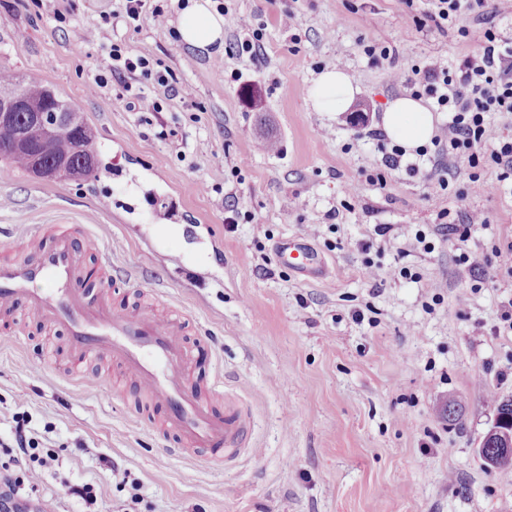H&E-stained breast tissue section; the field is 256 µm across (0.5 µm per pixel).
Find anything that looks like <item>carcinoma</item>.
Returning <instances> with one entry per match:
<instances>
[{
	"label": "carcinoma",
	"mask_w": 512,
	"mask_h": 512,
	"mask_svg": "<svg viewBox=\"0 0 512 512\" xmlns=\"http://www.w3.org/2000/svg\"><path fill=\"white\" fill-rule=\"evenodd\" d=\"M23 91L34 104L52 100L56 105L70 107L53 86L40 75L21 73L0 63V96L15 90ZM20 121L0 124V162L47 182L85 181L100 174L95 130L83 118L73 130H60L41 142L18 136Z\"/></svg>",
	"instance_id": "1"
}]
</instances>
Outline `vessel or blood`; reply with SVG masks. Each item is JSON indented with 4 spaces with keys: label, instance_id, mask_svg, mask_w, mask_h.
I'll return each mask as SVG.
<instances>
[{
    "label": "vessel or blood",
    "instance_id": "b4317fda",
    "mask_svg": "<svg viewBox=\"0 0 512 512\" xmlns=\"http://www.w3.org/2000/svg\"><path fill=\"white\" fill-rule=\"evenodd\" d=\"M25 240L33 260L0 262V313L24 303L50 326L64 328L75 369L92 358L111 360L164 413L167 430L183 446L223 444L225 458L239 456L250 421L242 412L215 417L190 384L179 323L150 310L113 308L106 288L86 285L83 246L74 233L37 229ZM282 265L324 280L330 275L317 253L294 239L277 246Z\"/></svg>",
    "mask_w": 512,
    "mask_h": 512
}]
</instances>
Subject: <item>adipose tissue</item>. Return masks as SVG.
Listing matches in <instances>:
<instances>
[{
	"mask_svg": "<svg viewBox=\"0 0 512 512\" xmlns=\"http://www.w3.org/2000/svg\"><path fill=\"white\" fill-rule=\"evenodd\" d=\"M177 33L191 50L213 55L224 48V17L205 0H183ZM354 95L350 75L339 67L322 71L309 88V101L317 112H342ZM382 129L394 142L412 151L427 144L434 135L432 112L420 101L399 97L390 101L382 116Z\"/></svg>",
	"mask_w": 512,
	"mask_h": 512,
	"instance_id": "1",
	"label": "adipose tissue"
}]
</instances>
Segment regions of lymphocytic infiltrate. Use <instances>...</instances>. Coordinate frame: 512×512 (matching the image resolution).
<instances>
[{
    "label": "lymphocytic infiltrate",
    "mask_w": 512,
    "mask_h": 512,
    "mask_svg": "<svg viewBox=\"0 0 512 512\" xmlns=\"http://www.w3.org/2000/svg\"><path fill=\"white\" fill-rule=\"evenodd\" d=\"M464 12L474 18L473 25L462 30L463 38L474 46V53L452 67L433 61L408 72L395 69L390 78L409 89L413 96L425 94L435 98L439 109L447 112L443 139L448 144L449 156L466 161L473 169L493 163L499 170V181L512 180V139L505 138L486 118L490 112L512 113V47L499 43L493 27L497 8L489 6L488 0H431L426 17L440 29ZM109 59L106 68L95 75L92 86L104 88L112 77L123 78V89L134 111H160L162 92L176 89L170 73L154 70L150 58L131 53L124 45L112 44ZM143 77L152 79L154 93H146L140 87ZM176 90L183 101L191 100V85L184 84ZM38 447L27 420L18 419L12 440L4 450L19 473L0 481V512H14L20 501L29 499L40 477L34 467L39 459Z\"/></svg>",
    "instance_id": "f902f5d3"
}]
</instances>
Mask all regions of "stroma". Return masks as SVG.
Listing matches in <instances>:
<instances>
[{
	"label": "stroma",
	"mask_w": 512,
	"mask_h": 512,
	"mask_svg": "<svg viewBox=\"0 0 512 512\" xmlns=\"http://www.w3.org/2000/svg\"><path fill=\"white\" fill-rule=\"evenodd\" d=\"M211 2L231 15L226 52L188 69L175 0L163 21L116 19L92 43L87 21L118 0H74L62 24L31 0H0V60L40 74L82 112L106 166L94 181L53 183L0 163V255L31 226H84L85 264L113 307L142 301L183 318L193 388L216 415L248 409L250 451L226 464L211 448L174 452L158 406L141 404L110 362L71 377L66 335L46 333L24 307L0 337V439L28 417L40 452L54 456L36 493L52 512H512V480L477 450L495 415L487 392L512 395V332L497 315L512 299V255L494 253L512 241V187L491 165L471 181L434 146L418 170L386 169L361 135L407 93L391 67L472 52L457 33L471 16L439 31L407 18L426 0ZM286 11L302 26L283 27ZM255 33L258 56L229 54ZM113 43L191 84L192 104L174 97L135 112L119 79L90 90ZM368 45L393 60L372 59ZM332 66L356 89L337 115L308 101ZM261 137L276 140L274 153L256 150ZM435 171L447 190L431 189ZM471 210L489 224L464 241L443 232ZM419 231L431 249L416 245ZM292 237L328 261L331 278L306 282L277 263ZM466 253L492 260L468 269ZM451 400L456 423L441 415ZM115 466L127 484L113 480ZM85 485L93 504L76 494Z\"/></svg>",
	"instance_id": "1"
}]
</instances>
